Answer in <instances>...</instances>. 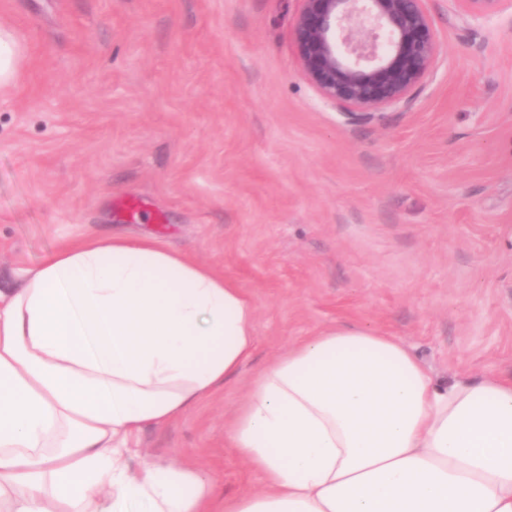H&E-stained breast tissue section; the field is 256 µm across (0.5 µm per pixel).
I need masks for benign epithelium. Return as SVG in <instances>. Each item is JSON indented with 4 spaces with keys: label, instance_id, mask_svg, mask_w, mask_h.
<instances>
[{
    "label": "benign epithelium",
    "instance_id": "7a95c632",
    "mask_svg": "<svg viewBox=\"0 0 512 512\" xmlns=\"http://www.w3.org/2000/svg\"><path fill=\"white\" fill-rule=\"evenodd\" d=\"M512 0H453L482 20ZM294 26L300 71L350 122L406 102L434 73L441 43L428 0H301Z\"/></svg>",
    "mask_w": 512,
    "mask_h": 512
}]
</instances>
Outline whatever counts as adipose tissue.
<instances>
[{"label": "adipose tissue", "instance_id": "adipose-tissue-1", "mask_svg": "<svg viewBox=\"0 0 512 512\" xmlns=\"http://www.w3.org/2000/svg\"><path fill=\"white\" fill-rule=\"evenodd\" d=\"M254 308L152 237L63 245L0 294V512H212L195 465L129 444L248 361ZM263 477L224 512H512V373L439 381L395 338L339 326L253 378L225 424Z\"/></svg>", "mask_w": 512, "mask_h": 512}]
</instances>
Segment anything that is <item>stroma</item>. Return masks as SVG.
<instances>
[{
	"label": "stroma",
	"mask_w": 512,
	"mask_h": 512,
	"mask_svg": "<svg viewBox=\"0 0 512 512\" xmlns=\"http://www.w3.org/2000/svg\"><path fill=\"white\" fill-rule=\"evenodd\" d=\"M301 0H0L24 47L0 90V290L62 241L153 236L231 278L255 349L206 404L144 428L133 468L260 488L224 425L254 375L336 326L439 380L512 373V10L429 0L435 73L351 123L302 77ZM454 12L457 16L466 20H482L496 13L504 2L511 0H453Z\"/></svg>",
	"instance_id": "stroma-1"
}]
</instances>
